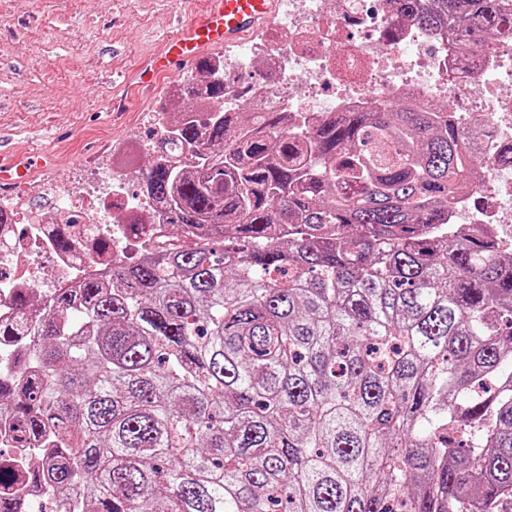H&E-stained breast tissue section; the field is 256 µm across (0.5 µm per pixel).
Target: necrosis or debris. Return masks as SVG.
Returning a JSON list of instances; mask_svg holds the SVG:
<instances>
[{"label":"necrosis or debris","instance_id":"1","mask_svg":"<svg viewBox=\"0 0 512 512\" xmlns=\"http://www.w3.org/2000/svg\"><path fill=\"white\" fill-rule=\"evenodd\" d=\"M495 53L450 48L436 29L397 13L391 0H280L270 38L246 43L218 64L224 100L239 105L240 73L257 67L259 81L246 103L254 114L304 113L316 121L338 112H362L393 95L415 102L451 100L461 123L491 129L481 138L483 163L473 187L448 211L459 232L475 224L512 225V168L497 164L499 145L512 143V39ZM139 148L113 150L109 173L81 170L73 190L47 181L46 212L31 215L25 192L0 195V320H14L17 298L28 302L36 325L61 289L106 272L149 246L164 243L159 206L125 189L126 171L137 168ZM148 214L151 227L135 224Z\"/></svg>","mask_w":512,"mask_h":512}]
</instances>
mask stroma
<instances>
[{
    "instance_id": "1",
    "label": "stroma",
    "mask_w": 512,
    "mask_h": 512,
    "mask_svg": "<svg viewBox=\"0 0 512 512\" xmlns=\"http://www.w3.org/2000/svg\"><path fill=\"white\" fill-rule=\"evenodd\" d=\"M205 0H0V137L21 155L43 151L54 165L25 190L44 204L39 179L69 185L76 166L102 164L111 148L157 141L159 107L172 85L196 66L164 80L122 112L125 78Z\"/></svg>"
}]
</instances>
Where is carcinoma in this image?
<instances>
[{
  "label": "carcinoma",
  "mask_w": 512,
  "mask_h": 512,
  "mask_svg": "<svg viewBox=\"0 0 512 512\" xmlns=\"http://www.w3.org/2000/svg\"><path fill=\"white\" fill-rule=\"evenodd\" d=\"M477 43L512 0H394ZM174 113L140 193L187 248L60 292L0 383L39 512H499L512 500V247L453 235L482 158L448 104L392 97L291 129Z\"/></svg>",
  "instance_id": "obj_1"
}]
</instances>
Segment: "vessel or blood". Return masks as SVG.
I'll use <instances>...</instances> for the list:
<instances>
[{"instance_id": "b4317fda", "label": "vessel or blood", "mask_w": 512, "mask_h": 512, "mask_svg": "<svg viewBox=\"0 0 512 512\" xmlns=\"http://www.w3.org/2000/svg\"><path fill=\"white\" fill-rule=\"evenodd\" d=\"M276 0H208L207 9L183 24L163 53L140 68L135 87L150 90L179 64L202 58L212 49L234 43L260 26L272 13ZM27 162L0 159V185H20L29 177Z\"/></svg>"}]
</instances>
